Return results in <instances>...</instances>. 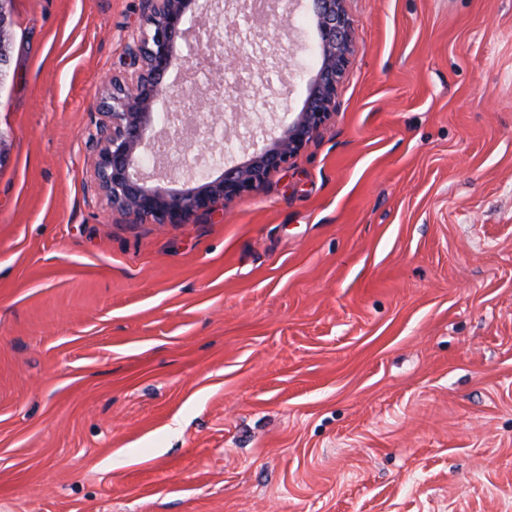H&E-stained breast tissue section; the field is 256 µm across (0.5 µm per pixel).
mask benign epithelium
Returning a JSON list of instances; mask_svg holds the SVG:
<instances>
[{
    "mask_svg": "<svg viewBox=\"0 0 512 512\" xmlns=\"http://www.w3.org/2000/svg\"><path fill=\"white\" fill-rule=\"evenodd\" d=\"M319 37V62L309 82L308 96L298 112H286L276 119L278 134L270 133L254 146L252 154L219 176H187L179 188L173 182L168 154L178 151L182 126L204 121L202 104L188 87L176 92L163 82L184 44L196 49V57L224 55L222 41L202 40L188 27V16L198 10V0H144L148 29L127 45L136 65L124 81L113 79L100 107L101 122L90 138L96 149L97 187L112 208L136 223L185 224L211 212L217 205L258 192L269 174L286 165L316 136L335 110L336 84L348 62L352 32L344 0H309ZM175 97L184 105L176 122L162 135H149L156 124L154 106L161 99ZM155 157L152 171L142 165V155Z\"/></svg>",
    "mask_w": 512,
    "mask_h": 512,
    "instance_id": "7a95c632",
    "label": "benign epithelium"
}]
</instances>
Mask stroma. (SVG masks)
<instances>
[{
	"label": "stroma",
	"mask_w": 512,
	"mask_h": 512,
	"mask_svg": "<svg viewBox=\"0 0 512 512\" xmlns=\"http://www.w3.org/2000/svg\"><path fill=\"white\" fill-rule=\"evenodd\" d=\"M344 7L305 149L134 224L88 137L142 0L7 4L0 512H512V0ZM238 26L228 165L301 109L318 42L308 0Z\"/></svg>",
	"instance_id": "35a3bbf8"
}]
</instances>
